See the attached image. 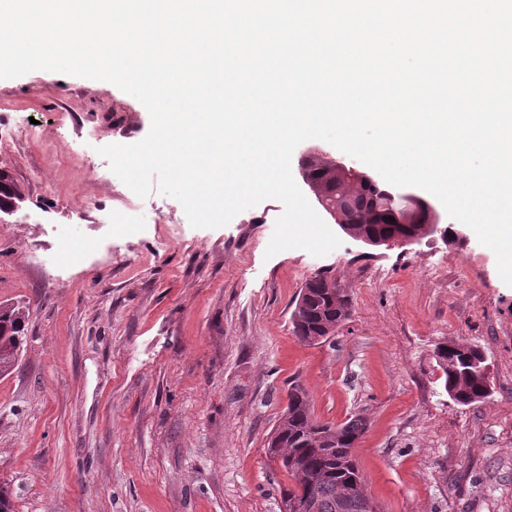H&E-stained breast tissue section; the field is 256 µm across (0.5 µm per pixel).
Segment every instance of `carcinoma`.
<instances>
[{"instance_id": "obj_1", "label": "carcinoma", "mask_w": 512, "mask_h": 512, "mask_svg": "<svg viewBox=\"0 0 512 512\" xmlns=\"http://www.w3.org/2000/svg\"><path fill=\"white\" fill-rule=\"evenodd\" d=\"M309 171L321 181L318 185L323 204L331 210L348 208L336 187V178L327 176L311 164ZM23 199V191L12 175L0 169V212L14 207ZM330 279L317 276L305 283L306 294L296 302L294 314L298 321L311 333H317L328 322L337 319L342 301L333 289L327 287ZM26 311L21 306H0V376L14 368L21 345ZM456 344L447 347V355L441 364L445 374V389L455 392V398L462 405H472L483 397L482 381L471 378L461 380V374L476 367L482 351L469 355L456 352ZM366 421L351 418L328 428L311 416L309 401L302 386L295 384L288 392V421L283 430V447L272 448L270 452L282 455L281 465L294 481L284 486L281 498H296L298 492L306 490L307 480H312V493L321 501L320 512H365L368 499L363 477L354 457V444L364 434ZM351 495L343 510H337V500L345 487Z\"/></svg>"}]
</instances>
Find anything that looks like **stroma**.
I'll list each match as a JSON object with an SVG mask.
<instances>
[{
    "mask_svg": "<svg viewBox=\"0 0 512 512\" xmlns=\"http://www.w3.org/2000/svg\"><path fill=\"white\" fill-rule=\"evenodd\" d=\"M0 126V168L25 193L0 213V302L28 313L0 377L14 512H281L292 479L265 448L294 382L317 421L367 419L354 456L381 512H512V286L471 229L444 213L463 239L344 234L321 257H270L274 199L212 229L156 193L126 212L97 149L140 141L150 118L112 83L0 79ZM319 274L352 311L309 344L291 315ZM451 341L486 355L484 402L445 391L435 351Z\"/></svg>",
    "mask_w": 512,
    "mask_h": 512,
    "instance_id": "1",
    "label": "stroma"
}]
</instances>
